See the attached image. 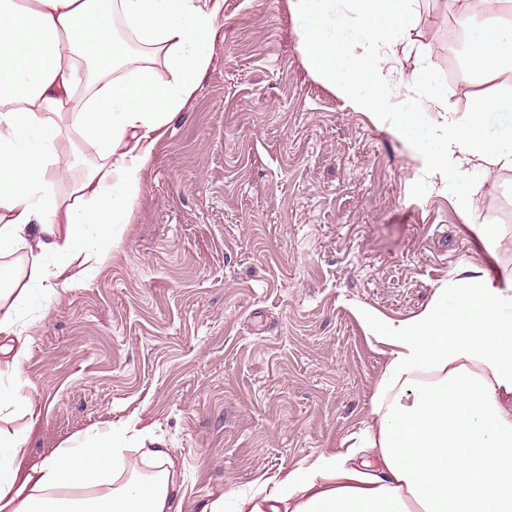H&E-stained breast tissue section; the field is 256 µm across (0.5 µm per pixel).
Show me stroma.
<instances>
[{
  "label": "stroma",
  "mask_w": 512,
  "mask_h": 512,
  "mask_svg": "<svg viewBox=\"0 0 512 512\" xmlns=\"http://www.w3.org/2000/svg\"><path fill=\"white\" fill-rule=\"evenodd\" d=\"M416 10L414 39L467 112L479 88L448 79V0ZM489 180L491 251L395 134L310 74L288 0H224L120 246L32 330L41 414L21 470L133 418L176 450L191 505L340 449L384 361L358 309L408 318L465 260L512 272V171Z\"/></svg>",
  "instance_id": "obj_1"
}]
</instances>
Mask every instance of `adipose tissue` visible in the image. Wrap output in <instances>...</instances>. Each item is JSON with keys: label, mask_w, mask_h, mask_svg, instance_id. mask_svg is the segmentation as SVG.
Wrapping results in <instances>:
<instances>
[{"label": "adipose tissue", "mask_w": 512, "mask_h": 512, "mask_svg": "<svg viewBox=\"0 0 512 512\" xmlns=\"http://www.w3.org/2000/svg\"><path fill=\"white\" fill-rule=\"evenodd\" d=\"M416 0H288L318 81L395 133L488 245L483 174L512 171L486 132L512 112V0H448L479 22L468 73L498 80L458 116L431 65L407 68ZM224 0H0V512H184L174 449L127 421L67 439L27 471L22 315L94 279L143 194L163 130L209 66ZM414 111L395 113L402 91ZM431 113L427 129L417 115ZM94 144L86 158L76 143ZM69 198L55 188L73 170ZM385 348L369 417L345 451L306 458L234 497L233 512H512V272L466 261L418 313L363 312Z\"/></svg>", "instance_id": "ef3b65f1"}]
</instances>
